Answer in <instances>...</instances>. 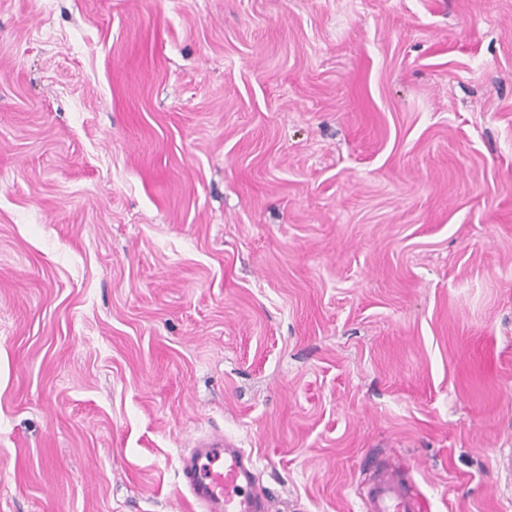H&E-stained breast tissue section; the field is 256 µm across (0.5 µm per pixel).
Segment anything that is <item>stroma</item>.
Masks as SVG:
<instances>
[{
	"label": "stroma",
	"mask_w": 512,
	"mask_h": 512,
	"mask_svg": "<svg viewBox=\"0 0 512 512\" xmlns=\"http://www.w3.org/2000/svg\"><path fill=\"white\" fill-rule=\"evenodd\" d=\"M512 512V0H0V512ZM181 485L195 512H273L251 454L224 435L200 439L181 458ZM363 512H425L418 495L401 482L396 468L377 472L362 496Z\"/></svg>",
	"instance_id": "35a3bbf8"
}]
</instances>
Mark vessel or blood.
<instances>
[{
    "label": "vessel or blood",
    "mask_w": 512,
    "mask_h": 512,
    "mask_svg": "<svg viewBox=\"0 0 512 512\" xmlns=\"http://www.w3.org/2000/svg\"><path fill=\"white\" fill-rule=\"evenodd\" d=\"M181 485L195 512H274L251 454L221 436L198 440L182 456ZM362 501L363 512H425L393 468L377 472Z\"/></svg>",
    "instance_id": "obj_1"
}]
</instances>
